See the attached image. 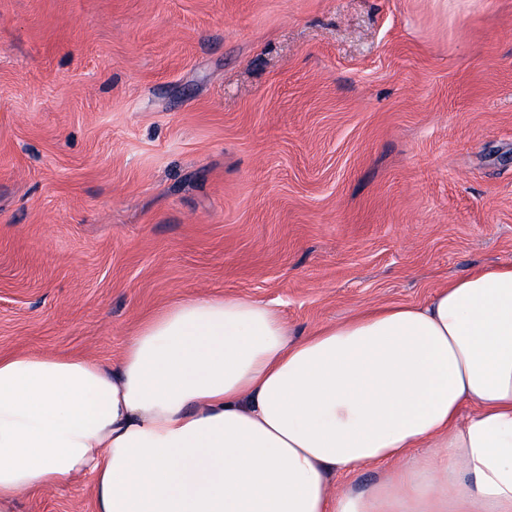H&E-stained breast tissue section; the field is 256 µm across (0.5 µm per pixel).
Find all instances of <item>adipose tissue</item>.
I'll return each mask as SVG.
<instances>
[{"instance_id": "adipose-tissue-1", "label": "adipose tissue", "mask_w": 512, "mask_h": 512, "mask_svg": "<svg viewBox=\"0 0 512 512\" xmlns=\"http://www.w3.org/2000/svg\"><path fill=\"white\" fill-rule=\"evenodd\" d=\"M80 475L95 512H512V264L304 337L200 296L113 369L0 354V512Z\"/></svg>"}]
</instances>
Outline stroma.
<instances>
[{"mask_svg":"<svg viewBox=\"0 0 512 512\" xmlns=\"http://www.w3.org/2000/svg\"><path fill=\"white\" fill-rule=\"evenodd\" d=\"M505 261L512 0H0V353L114 366L194 295L306 335Z\"/></svg>","mask_w":512,"mask_h":512,"instance_id":"obj_1","label":"stroma"}]
</instances>
